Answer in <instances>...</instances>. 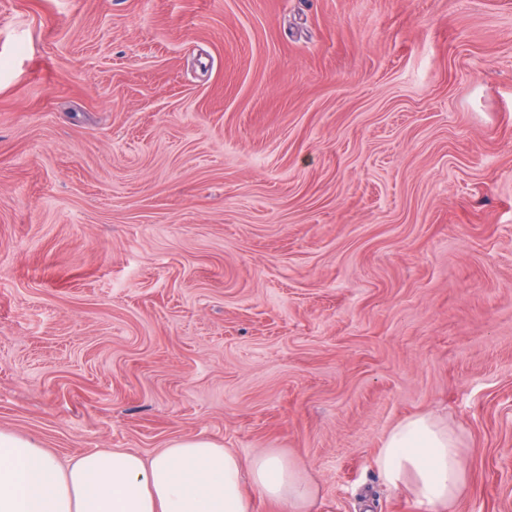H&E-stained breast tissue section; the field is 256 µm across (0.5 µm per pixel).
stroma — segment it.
<instances>
[{"label":"stroma","instance_id":"35a3bbf8","mask_svg":"<svg viewBox=\"0 0 512 512\" xmlns=\"http://www.w3.org/2000/svg\"><path fill=\"white\" fill-rule=\"evenodd\" d=\"M512 512V0H0V430L271 449L310 512ZM464 448L433 413L406 417L385 434L375 465L426 512H453L465 484Z\"/></svg>","mask_w":512,"mask_h":512}]
</instances>
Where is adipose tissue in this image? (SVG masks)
<instances>
[{
	"mask_svg": "<svg viewBox=\"0 0 512 512\" xmlns=\"http://www.w3.org/2000/svg\"><path fill=\"white\" fill-rule=\"evenodd\" d=\"M385 482L424 512H452L464 450L434 414L406 417L375 458ZM316 489L283 455L241 458L206 437L169 442L150 458L101 449L59 465L33 438L0 431V512H255V497L309 512Z\"/></svg>",
	"mask_w": 512,
	"mask_h": 512,
	"instance_id": "1",
	"label": "adipose tissue"
}]
</instances>
